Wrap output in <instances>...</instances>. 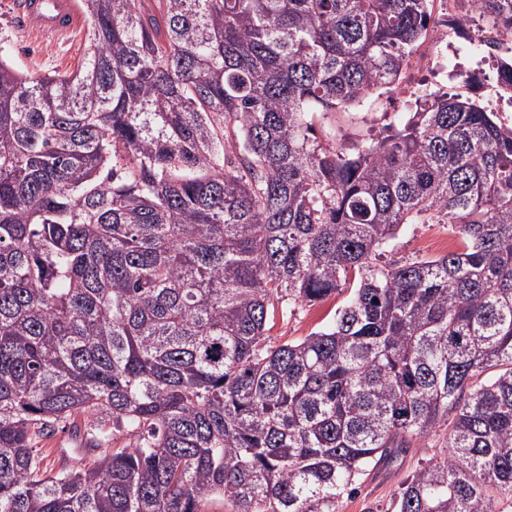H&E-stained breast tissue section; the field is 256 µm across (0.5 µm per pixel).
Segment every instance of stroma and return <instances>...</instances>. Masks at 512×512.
<instances>
[{
    "label": "stroma",
    "instance_id": "35a3bbf8",
    "mask_svg": "<svg viewBox=\"0 0 512 512\" xmlns=\"http://www.w3.org/2000/svg\"><path fill=\"white\" fill-rule=\"evenodd\" d=\"M14 3L15 0H0V54L34 77L76 68L86 49L84 29L58 38L40 37L16 25ZM483 22L469 0H461L455 32L442 38L436 31H429L426 39L416 44L397 84L373 90L361 102L315 112L312 124L318 143L350 153L391 134L410 112L420 92L421 75L432 70L443 75L437 91L459 94L480 103L492 97L496 63L477 54L468 42ZM452 235L450 226L445 224L406 225L386 258L405 261L445 254V242ZM345 300V295L339 294L311 306L279 303L272 327L265 336L266 344L277 346L323 329L333 322ZM447 433V428H438L391 466L361 476L355 492L343 499L341 512H389L394 493L406 475L422 461L447 458Z\"/></svg>",
    "mask_w": 512,
    "mask_h": 512
}]
</instances>
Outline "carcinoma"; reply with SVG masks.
I'll list each match as a JSON object with an SVG mask.
<instances>
[{"mask_svg": "<svg viewBox=\"0 0 512 512\" xmlns=\"http://www.w3.org/2000/svg\"><path fill=\"white\" fill-rule=\"evenodd\" d=\"M153 2L79 0L71 72L0 56V512H340L443 422L393 512H499L512 127L424 92L353 154L311 139L399 79L432 0ZM421 221L458 248L381 261ZM345 291L265 345L275 304ZM47 453L43 462V467L48 470L57 471L62 462L60 461L59 451L61 448H75L68 433L57 432L51 439L46 441Z\"/></svg>", "mask_w": 512, "mask_h": 512, "instance_id": "1", "label": "carcinoma"}]
</instances>
